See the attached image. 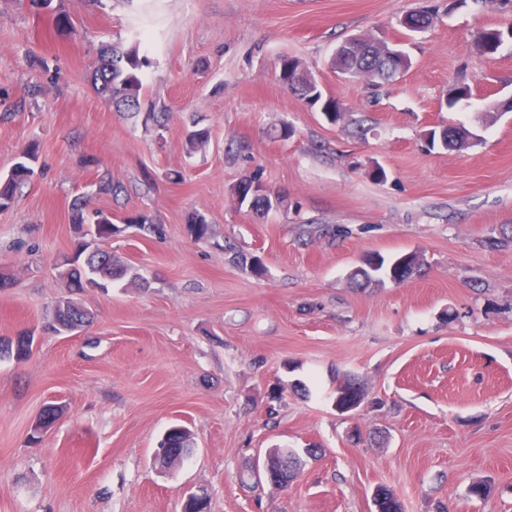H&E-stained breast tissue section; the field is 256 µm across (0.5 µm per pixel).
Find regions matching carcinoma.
<instances>
[{
  "instance_id": "obj_1",
  "label": "carcinoma",
  "mask_w": 512,
  "mask_h": 512,
  "mask_svg": "<svg viewBox=\"0 0 512 512\" xmlns=\"http://www.w3.org/2000/svg\"><path fill=\"white\" fill-rule=\"evenodd\" d=\"M436 18L433 11L419 10L409 15L411 26L407 30L421 32L428 29ZM148 64V59L140 55V44L133 41L127 46L114 44L102 48L97 66L92 74V83L97 94L106 102L124 108L133 114L138 113L141 107L143 90L142 73ZM331 66L343 75L351 78L367 77L378 83L391 82L405 73V70L389 64L384 58V53L377 47H365L357 55L347 56L343 60L331 61ZM279 80L284 88L300 97L310 106L320 110L324 119L329 123L337 124L344 113L340 111L336 102L319 93L317 98H312V91L317 89L318 81L309 72L303 63L294 57L283 56L279 62ZM469 129L463 125L446 127L439 131H432L431 140H439L442 147L446 148L452 142L462 144L466 142ZM211 133L206 127H198L193 123L192 130L186 135V150L193 154L204 149L210 142ZM38 160L37 152L29 150L24 153L10 171L0 175V208H9L15 200V195L21 183L29 180L34 174L33 164ZM261 183L257 176L241 180L234 194L241 195V202L248 203L255 212L266 213L285 206L286 198L278 193L263 192L252 194L248 191L250 185ZM72 224L78 227L86 222L101 224L98 231V239H110L119 232L112 222V212L102 208H89V201L83 197L74 200L71 208ZM125 223L137 227L148 236H160L163 227L154 223L146 213H135L125 218ZM190 235L196 242H207L212 236L211 224L198 216L194 218L189 227ZM77 245L74 254L76 266L72 267L66 281L69 288H82L84 283L94 282L108 289L112 282L132 275L138 279L139 275L131 273V269L125 266L119 257L103 247H91L83 241V237L76 236ZM232 262L244 269H248L256 275L264 270L261 259L256 255H246L242 252H233ZM419 270V262L414 255H404L397 259L394 266H384L383 260L368 261L363 266L354 269L350 273V279L359 286L375 283L380 285L388 278L394 282H403ZM86 324L90 319L89 312L71 298L58 302L54 310V323L49 329L56 333L68 327L73 320ZM171 442L174 448H183L186 454L193 452V437L188 429H174L171 432ZM279 455L285 457L288 464V478H293L300 473L302 459L293 449L285 447L279 449ZM375 505L380 512H401V506L389 490L379 488L374 496Z\"/></svg>"
}]
</instances>
